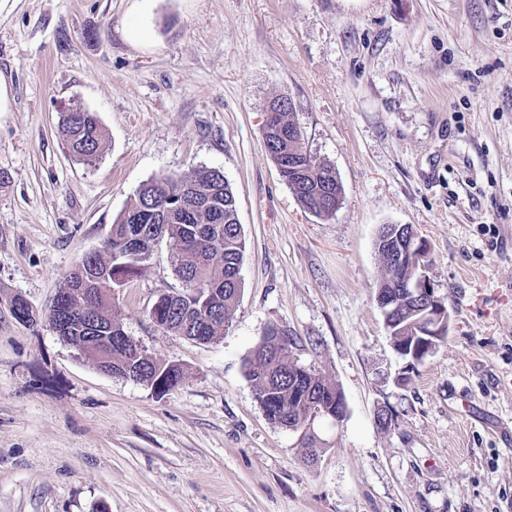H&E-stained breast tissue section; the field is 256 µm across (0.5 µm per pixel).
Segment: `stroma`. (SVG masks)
Here are the masks:
<instances>
[{
    "instance_id": "obj_1",
    "label": "stroma",
    "mask_w": 512,
    "mask_h": 512,
    "mask_svg": "<svg viewBox=\"0 0 512 512\" xmlns=\"http://www.w3.org/2000/svg\"><path fill=\"white\" fill-rule=\"evenodd\" d=\"M0 81V512H512V0H0ZM278 95L336 169L335 217L265 148ZM77 103L106 133L89 164L58 133ZM200 166L237 196L243 288L207 344L149 315L182 288L167 244L116 289L129 336L185 372L159 395L43 317L140 184ZM385 224L428 241L451 316L403 385L375 301ZM272 324L347 404L313 465L245 376Z\"/></svg>"
}]
</instances>
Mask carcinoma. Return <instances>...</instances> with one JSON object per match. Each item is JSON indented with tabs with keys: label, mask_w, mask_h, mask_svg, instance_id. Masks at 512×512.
<instances>
[{
	"label": "carcinoma",
	"mask_w": 512,
	"mask_h": 512,
	"mask_svg": "<svg viewBox=\"0 0 512 512\" xmlns=\"http://www.w3.org/2000/svg\"><path fill=\"white\" fill-rule=\"evenodd\" d=\"M271 123L285 133L293 132L286 142H266L270 156L286 151L295 161V168L282 172V180L310 214L320 219L334 216L343 200L333 207L323 194L332 184L333 166L307 149L293 108L273 113ZM59 132L70 155L78 160L89 163L100 155L104 130L97 113L76 104L62 114ZM163 241L171 248L173 270L183 289L160 296L150 309L151 319L165 331L199 343L220 338L240 299L247 241L232 187L221 170L206 166L183 176L143 182L134 201L112 224L103 250L85 255L68 273L47 313L49 318L56 313L67 315L71 328L62 333L63 340L93 355L116 354L112 374L122 376L127 368L140 371L159 394L180 385L184 371L154 358L139 342L127 338L122 322L111 314V290L146 273L155 246ZM378 259L384 271L383 288L396 285L398 279L412 283L421 274L415 263L395 277L390 275L391 256L384 248ZM93 278L101 283V290L89 295L84 288ZM407 323L401 311L390 318L391 339L410 341ZM296 346L288 330L268 326L246 361V376L260 407L271 413L270 420L292 426L300 446L320 454L326 440L307 426L320 403L335 404L336 384L300 364L293 352Z\"/></svg>",
	"instance_id": "1"
}]
</instances>
